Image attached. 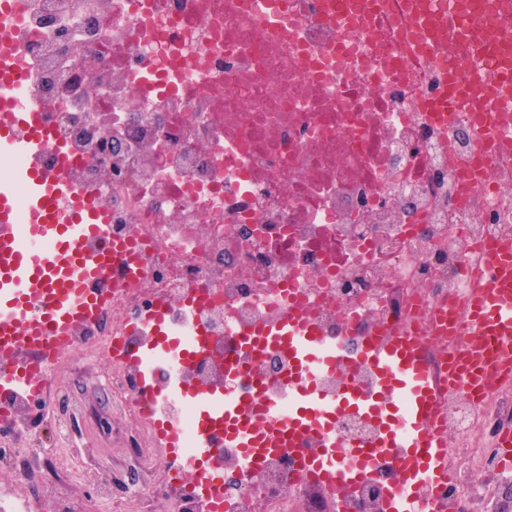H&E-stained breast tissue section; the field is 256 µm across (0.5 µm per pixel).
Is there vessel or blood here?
<instances>
[{"mask_svg": "<svg viewBox=\"0 0 512 512\" xmlns=\"http://www.w3.org/2000/svg\"><path fill=\"white\" fill-rule=\"evenodd\" d=\"M15 29L0 28V149L25 153L30 164L24 173L29 206L37 221L25 233L17 231V214L12 188L0 185V401L25 396L48 399L44 388V362L71 344L74 325L92 303L84 285L102 275L112 264L126 257L129 243L99 248L106 227L93 221V205L76 211L66 181L47 173L39 160L44 132L39 124L40 108L29 104L26 118L13 110L24 88L23 76L8 47ZM490 263L492 277L474 288L467 305L463 349H452L448 357L449 387L463 386L468 398L485 394L500 380L512 377V240L497 243ZM42 302L40 313H32L33 302ZM256 348H284L292 372L283 387L291 399L290 415H283L279 400L257 385L251 399L230 398L241 377L237 363L226 362V389L195 387L181 371H173L164 388L152 389L142 397L145 409H152L159 398H192L198 412L199 439L186 464L190 476L207 477V460L215 454L212 435L220 431L225 443L238 448L244 465L255 462L261 443L289 448L292 431L326 433L336 414L355 413L378 422L395 447L426 455L433 462L420 482L433 487L447 482L449 474L441 464L447 452V439L433 419L437 394L426 365L424 337L378 336L364 347L365 359L377 371L389 374L387 386L365 393L355 386L332 397L309 380L315 371L338 372L350 376L352 359L343 345L322 336L304 323L296 310H289L276 328L251 332ZM166 350L148 348L132 354L141 373H154L166 357L188 363L194 350L176 337L165 339ZM25 354V367L10 366L11 358ZM370 453L349 442L325 441L316 456L305 465L309 477L333 491L343 490L351 476L364 473ZM431 499H416L408 492H395L389 512H432Z\"/></svg>", "mask_w": 512, "mask_h": 512, "instance_id": "b4317fda", "label": "vessel or blood"}]
</instances>
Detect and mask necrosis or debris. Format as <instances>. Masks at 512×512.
Listing matches in <instances>:
<instances>
[{
    "label": "necrosis or debris",
    "instance_id": "1",
    "mask_svg": "<svg viewBox=\"0 0 512 512\" xmlns=\"http://www.w3.org/2000/svg\"><path fill=\"white\" fill-rule=\"evenodd\" d=\"M11 54L40 101L47 170H60L91 196L116 238L138 245L136 263L90 280L111 289L74 348L88 362L119 345L157 343L155 319L201 356L192 379L223 387L221 357L235 356L244 380L277 393L288 359L271 347L240 352L238 339L276 326L286 310L308 314L320 333L357 354L380 328L426 324L432 311L464 305L475 276L489 275V250L512 237V98L486 94L512 63V46L492 32L462 54L431 56L414 20L437 27L448 0H16ZM83 74L61 87L62 62ZM483 101L484 136L468 107L434 119L449 82ZM112 398L137 423L129 454L140 468L180 467L194 447L195 414L178 400L141 403L142 380L112 362ZM16 398L0 421V466L17 477L0 512H27L28 488L55 478L54 457L71 450L69 420L45 407L52 442L30 444ZM452 437V484L435 512H512V468L499 439L512 429V384L481 401L440 393ZM182 432L180 455L162 448L157 420ZM317 437L299 451L261 459L257 488L238 449L220 446L218 478L196 480L187 498L211 512H295L316 481L303 477ZM417 462L377 449L370 472L342 494L323 492L320 512H359L361 501L411 484Z\"/></svg>",
    "mask_w": 512,
    "mask_h": 512
}]
</instances>
